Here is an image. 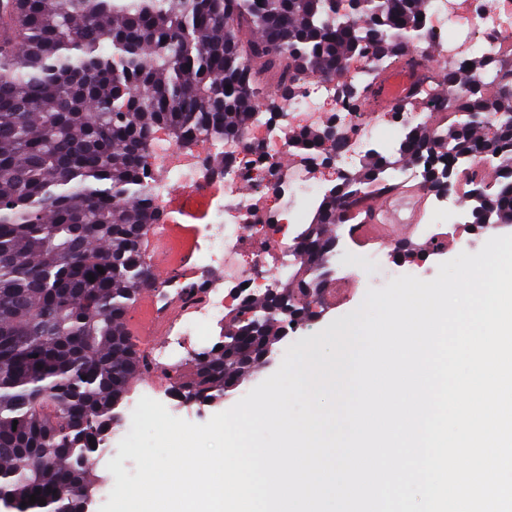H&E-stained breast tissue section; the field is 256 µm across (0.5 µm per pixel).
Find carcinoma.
<instances>
[{
    "mask_svg": "<svg viewBox=\"0 0 512 512\" xmlns=\"http://www.w3.org/2000/svg\"><path fill=\"white\" fill-rule=\"evenodd\" d=\"M429 0H0V504L84 512L93 454L146 371L126 315L158 277L140 248L162 213L145 152L156 131L179 143L269 123L301 83L349 60L396 61L421 37ZM476 82L448 65L393 154H369L322 196L298 262L275 292L231 313V330L173 387L203 403L235 387L285 332L313 319L303 300L328 282L320 262L345 203L414 158L442 188L457 162L488 160L467 181L471 224H512V54L478 58ZM231 90H226V86ZM293 148L324 155V133ZM102 267L100 273L97 267ZM94 281H89V276ZM287 306L288 315L272 310ZM45 504L29 503V497Z\"/></svg>",
    "mask_w": 512,
    "mask_h": 512,
    "instance_id": "carcinoma-1",
    "label": "carcinoma"
}]
</instances>
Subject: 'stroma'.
<instances>
[{
    "label": "stroma",
    "instance_id": "stroma-1",
    "mask_svg": "<svg viewBox=\"0 0 512 512\" xmlns=\"http://www.w3.org/2000/svg\"><path fill=\"white\" fill-rule=\"evenodd\" d=\"M417 223V230L411 231L408 236L409 241L414 243L420 240L418 233L420 226L430 224L446 225L447 236L444 240L443 249L436 251L428 259L400 266L396 265L393 255H386L382 263L362 273L356 288L351 289L341 303L322 308L318 318L288 331L287 335L278 344L271 359L253 368L234 391L212 403L206 405L194 404L186 408L181 407L179 401L173 399L172 396L166 395L162 397L161 402L167 411L172 416L191 423H206L213 415L233 407L250 390L271 376L281 365L290 345L304 343L323 328L331 329L337 327L340 323L346 322L351 312L360 306L368 289L386 286L394 278L395 274L398 273L411 275L426 281L434 279L440 263L452 260L464 252L477 253L488 239L487 233L477 234L468 232L466 224L449 223L447 211L430 201L425 203L417 218ZM145 393L144 381L140 380L132 384L121 408L119 424L115 427L106 447L94 455L93 472L95 475L100 476L101 483L90 506V512H99L100 507L108 500V495L114 484V478L107 470L106 465L110 459L117 456L118 444L130 430L132 411Z\"/></svg>",
    "mask_w": 512,
    "mask_h": 512
}]
</instances>
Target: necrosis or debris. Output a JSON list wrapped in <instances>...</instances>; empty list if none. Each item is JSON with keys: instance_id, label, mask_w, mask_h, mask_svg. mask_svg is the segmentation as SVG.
<instances>
[{"instance_id": "1", "label": "necrosis or debris", "mask_w": 512, "mask_h": 512, "mask_svg": "<svg viewBox=\"0 0 512 512\" xmlns=\"http://www.w3.org/2000/svg\"><path fill=\"white\" fill-rule=\"evenodd\" d=\"M426 39L441 50L443 61L465 67L473 59L494 55L512 32V0H429ZM362 86L361 105H352L339 90L341 83ZM377 89L368 62H346L340 73L306 80L279 124L263 121L247 126L232 142H174L156 133L151 171L156 178L153 202L165 223L178 216L173 199L183 207L205 204L206 221L193 225L187 248L173 255L177 270L168 274L154 295L150 317L162 341L147 357L152 394L172 389L174 348L187 336L227 311L263 297L275 288V273L287 271L296 258L293 220L301 200L319 195L323 184L315 173L317 158L294 151L289 137L297 129L333 128L338 143L335 168L342 173L361 164L378 138L371 114ZM223 168H216V159ZM276 168V186L254 183L257 171ZM180 303L179 321L162 313Z\"/></svg>"}]
</instances>
